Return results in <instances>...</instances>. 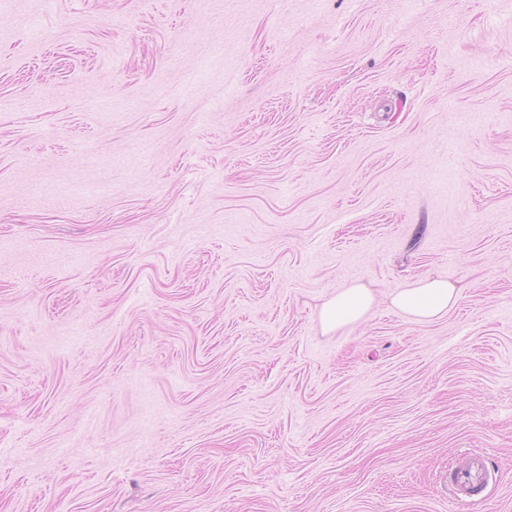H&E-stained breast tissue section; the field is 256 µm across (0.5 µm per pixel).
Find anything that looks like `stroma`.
Returning <instances> with one entry per match:
<instances>
[{"mask_svg":"<svg viewBox=\"0 0 512 512\" xmlns=\"http://www.w3.org/2000/svg\"><path fill=\"white\" fill-rule=\"evenodd\" d=\"M0 512H512V7L0 0ZM456 288L447 279L426 278L396 292L391 304L416 322H430L448 314L457 304ZM373 295L364 285H352L324 304L321 323L326 331L339 330L361 320L370 309ZM486 464L483 456L468 455L466 462L448 478V484L458 500L472 499L478 492V477L486 476Z\"/></svg>","mask_w":512,"mask_h":512,"instance_id":"1","label":"stroma"}]
</instances>
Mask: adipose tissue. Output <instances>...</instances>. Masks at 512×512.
Masks as SVG:
<instances>
[{"label": "adipose tissue", "mask_w": 512, "mask_h": 512, "mask_svg": "<svg viewBox=\"0 0 512 512\" xmlns=\"http://www.w3.org/2000/svg\"><path fill=\"white\" fill-rule=\"evenodd\" d=\"M373 295L369 288L353 285L337 292L324 304L321 323L325 330L335 331L361 320L370 309ZM455 284L444 278H426L399 290L391 298L392 306L417 322H430L442 317L457 304Z\"/></svg>", "instance_id": "ef3b65f1"}]
</instances>
